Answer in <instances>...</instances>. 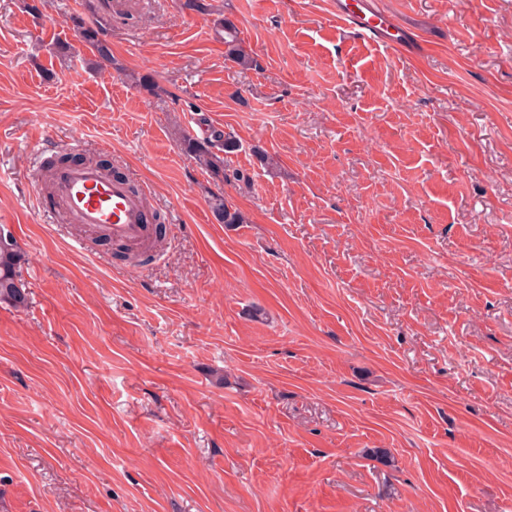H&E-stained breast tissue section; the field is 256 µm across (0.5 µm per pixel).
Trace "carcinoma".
Here are the masks:
<instances>
[{"label":"carcinoma","instance_id":"carcinoma-1","mask_svg":"<svg viewBox=\"0 0 512 512\" xmlns=\"http://www.w3.org/2000/svg\"><path fill=\"white\" fill-rule=\"evenodd\" d=\"M220 29L224 32L227 59L244 70L257 68L255 60L241 46L234 20L228 16L223 17L220 19ZM78 38L90 50L91 64L95 68L107 70L112 67V48L99 20L80 24ZM179 143L186 153L199 161L214 185L232 183L242 189L251 187L248 173L230 168L228 157L239 149V142L233 133L214 127L208 136L197 139L181 130ZM210 208L220 224L232 226L247 223V216L220 193L211 194ZM23 260L24 255L15 236L0 237V303H9L16 308L26 306L27 293L20 273Z\"/></svg>","mask_w":512,"mask_h":512}]
</instances>
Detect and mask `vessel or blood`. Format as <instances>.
Returning <instances> with one entry per match:
<instances>
[{
	"mask_svg": "<svg viewBox=\"0 0 512 512\" xmlns=\"http://www.w3.org/2000/svg\"><path fill=\"white\" fill-rule=\"evenodd\" d=\"M330 10L339 24L352 28L363 40L407 51L399 26L377 0H332ZM53 189L73 223L105 232L117 242L142 241L148 217L146 195L132 192L126 179L107 177L97 166L83 164L62 170Z\"/></svg>",
	"mask_w": 512,
	"mask_h": 512,
	"instance_id": "b4317fda",
	"label": "vessel or blood"
}]
</instances>
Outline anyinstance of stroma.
<instances>
[{
	"label": "stroma",
	"mask_w": 512,
	"mask_h": 512,
	"mask_svg": "<svg viewBox=\"0 0 512 512\" xmlns=\"http://www.w3.org/2000/svg\"><path fill=\"white\" fill-rule=\"evenodd\" d=\"M211 2L0 0L28 291L0 304V512H512V0H380L415 55L328 0ZM201 116L251 189L181 149ZM45 142L146 187L165 248L135 266L63 221ZM216 190L247 223L214 220ZM220 29L224 32L225 56L241 69H256L255 60L243 49L234 20L224 14L220 19ZM79 41L86 46L91 54V64L100 70L112 68V48L104 35V28L99 20L80 24Z\"/></svg>",
	"instance_id": "1"
}]
</instances>
